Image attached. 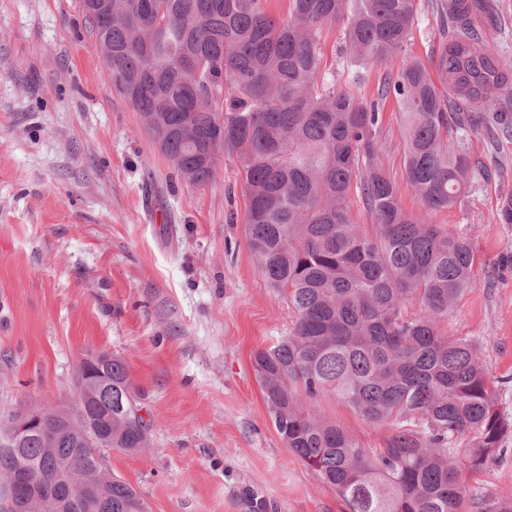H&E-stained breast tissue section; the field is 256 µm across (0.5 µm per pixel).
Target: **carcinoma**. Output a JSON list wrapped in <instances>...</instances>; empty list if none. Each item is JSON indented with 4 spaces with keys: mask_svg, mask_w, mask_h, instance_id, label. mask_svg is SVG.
<instances>
[{
    "mask_svg": "<svg viewBox=\"0 0 512 512\" xmlns=\"http://www.w3.org/2000/svg\"><path fill=\"white\" fill-rule=\"evenodd\" d=\"M112 0V21L85 15L97 43L112 48L113 89L138 112H160L151 135L188 183L203 186L216 160L199 145L224 125L216 153L243 160L246 234L262 278L288 303V335L253 355L263 400L284 445L343 500L347 512H512V492L469 487L464 471L500 458L512 437L478 342L441 324L475 287L469 242L429 215L469 193L473 166L460 141L486 132L512 142V61L487 40L499 25L492 0H432L436 54H404L417 0ZM342 26L348 88L323 73L321 32ZM399 59L377 97L403 116L406 178L421 209L407 212L379 162L381 112L362 95L360 69ZM193 113L196 143L178 127ZM361 198L367 233L351 221ZM419 305L414 316L407 304ZM99 363L111 385L97 393L112 420V448L137 453L150 427L138 414L124 361ZM334 397L390 433L366 448L327 417ZM83 437L58 429L53 447L36 430L0 447V477L25 469L36 482L79 480L94 462ZM146 512L128 483L105 479L82 512Z\"/></svg>",
    "mask_w": 512,
    "mask_h": 512,
    "instance_id": "cac0c4a2",
    "label": "carcinoma"
}]
</instances>
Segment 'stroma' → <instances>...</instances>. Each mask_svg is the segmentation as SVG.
<instances>
[{
  "label": "stroma",
  "mask_w": 512,
  "mask_h": 512,
  "mask_svg": "<svg viewBox=\"0 0 512 512\" xmlns=\"http://www.w3.org/2000/svg\"><path fill=\"white\" fill-rule=\"evenodd\" d=\"M419 0L407 53L429 59L437 20ZM380 162L406 211L403 117L381 101ZM463 203L432 223L462 233L475 286L444 322L479 339L491 377L512 376V143L482 134ZM241 159L184 182L139 112L112 87L79 0H0V415L74 403L81 361L126 364L150 420V445L109 451L113 476L147 512H345L335 490L276 433L252 357L294 316L258 273L244 232ZM323 412L364 447L386 429L325 399Z\"/></svg>",
  "instance_id": "1"
}]
</instances>
